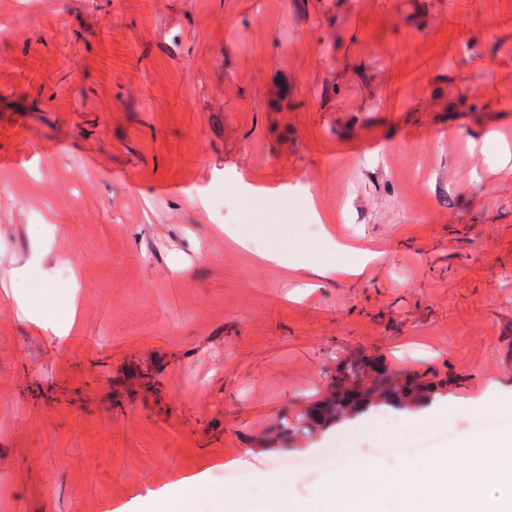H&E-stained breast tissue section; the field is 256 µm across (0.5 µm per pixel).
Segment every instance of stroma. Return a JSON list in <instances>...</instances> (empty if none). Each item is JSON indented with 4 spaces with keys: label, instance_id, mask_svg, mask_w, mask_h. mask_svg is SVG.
<instances>
[{
    "label": "stroma",
    "instance_id": "stroma-1",
    "mask_svg": "<svg viewBox=\"0 0 512 512\" xmlns=\"http://www.w3.org/2000/svg\"><path fill=\"white\" fill-rule=\"evenodd\" d=\"M349 356L448 386L283 438ZM510 395L512 0H0V512H311L337 446L420 469ZM190 489L193 498L199 502H208L212 504L216 510L213 511H196V512H223L224 511V487L219 482L209 479L200 478L194 481L178 480L169 486V497L164 501H145L142 512H168L171 505L179 501L185 490Z\"/></svg>",
    "mask_w": 512,
    "mask_h": 512
}]
</instances>
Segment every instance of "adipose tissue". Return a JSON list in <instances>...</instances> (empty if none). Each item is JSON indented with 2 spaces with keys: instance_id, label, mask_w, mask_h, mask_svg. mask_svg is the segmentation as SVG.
<instances>
[{
  "instance_id": "adipose-tissue-1",
  "label": "adipose tissue",
  "mask_w": 512,
  "mask_h": 512,
  "mask_svg": "<svg viewBox=\"0 0 512 512\" xmlns=\"http://www.w3.org/2000/svg\"><path fill=\"white\" fill-rule=\"evenodd\" d=\"M466 456L462 469L444 456L424 470L381 474L369 483L345 475L343 486L328 482L317 498L316 512H374L378 497L396 491L403 494L400 512H512V429L468 442ZM188 490L196 501L222 512L224 489L205 478L173 482L168 499L146 502L144 512H170Z\"/></svg>"
}]
</instances>
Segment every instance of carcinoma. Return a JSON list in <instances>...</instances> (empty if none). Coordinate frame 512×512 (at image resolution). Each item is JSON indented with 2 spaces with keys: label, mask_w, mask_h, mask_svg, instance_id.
Masks as SVG:
<instances>
[{
  "label": "carcinoma",
  "mask_w": 512,
  "mask_h": 512,
  "mask_svg": "<svg viewBox=\"0 0 512 512\" xmlns=\"http://www.w3.org/2000/svg\"><path fill=\"white\" fill-rule=\"evenodd\" d=\"M446 384L425 373L399 374L367 359L347 360L338 366L328 395L304 411L301 427H324L381 404L412 410Z\"/></svg>",
  "instance_id": "1"
}]
</instances>
